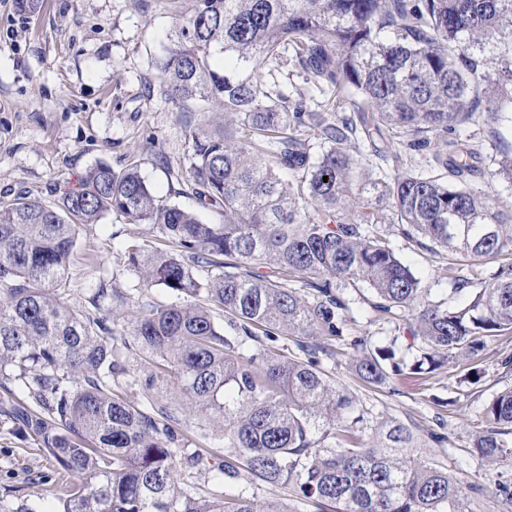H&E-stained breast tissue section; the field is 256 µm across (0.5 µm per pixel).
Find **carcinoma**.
<instances>
[{
	"instance_id": "carcinoma-1",
	"label": "carcinoma",
	"mask_w": 512,
	"mask_h": 512,
	"mask_svg": "<svg viewBox=\"0 0 512 512\" xmlns=\"http://www.w3.org/2000/svg\"><path fill=\"white\" fill-rule=\"evenodd\" d=\"M162 93L222 114L188 127V184L208 224L158 197L133 162L99 163L50 202L0 198V404L70 484L54 512H291L227 487L286 484L330 512H468L483 491L424 457L418 434L368 423L324 368L350 350L368 384L421 378L512 335V0H195L159 61ZM330 96L317 109L294 77ZM488 125L496 153L457 134ZM116 213L169 247L131 241L135 291L95 289L67 304L79 233ZM442 256L448 299H434L382 225ZM499 263L487 281L476 267ZM473 270L463 272V262ZM155 287L172 301L157 304ZM374 321L406 326L379 347ZM281 336H299L283 353ZM143 379L145 402L122 395ZM228 452L203 462L186 431ZM475 452L512 462V388L477 415ZM353 316L356 321L348 326V333L370 331V335H373V341L375 342V345L378 346L387 345L392 336H394V334H398L401 336L399 338V344H406V340L403 337L402 328L399 334L398 328L395 332L393 325L383 324L382 322L370 323V319L373 318V315L369 305L364 303L362 299L356 300V304L353 306Z\"/></svg>"
}]
</instances>
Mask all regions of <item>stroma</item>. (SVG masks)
Listing matches in <instances>:
<instances>
[{"mask_svg":"<svg viewBox=\"0 0 512 512\" xmlns=\"http://www.w3.org/2000/svg\"><path fill=\"white\" fill-rule=\"evenodd\" d=\"M193 5L194 0H37L36 9L25 12L17 0H0V197L25 191L50 201L97 163L119 172L136 161L159 197L199 212L205 222L222 223L221 208H201L194 195L179 191L188 176L186 127L198 123L203 110L187 111L159 91L163 38ZM134 237L150 251L159 245L148 225L115 213L80 232L73 287L85 293L102 283L135 287L123 253L125 241ZM392 242L433 297H447L448 283L435 259L400 236ZM505 350L512 352V338L486 341L473 361L485 372L476 385L458 382L451 366L422 386L405 385L391 394L363 384L342 350L330 373L354 392L361 409L399 419L419 436L445 425L450 443L424 448V455L450 465L460 484L483 486V494L470 499L469 512H504L495 486L512 484V466L489 463L470 447L479 410L496 391L512 386V375L496 367ZM56 475L36 441L0 414V498L49 512L55 501L42 497L43 480Z\"/></svg>","mask_w":512,"mask_h":512,"instance_id":"obj_1","label":"stroma"}]
</instances>
